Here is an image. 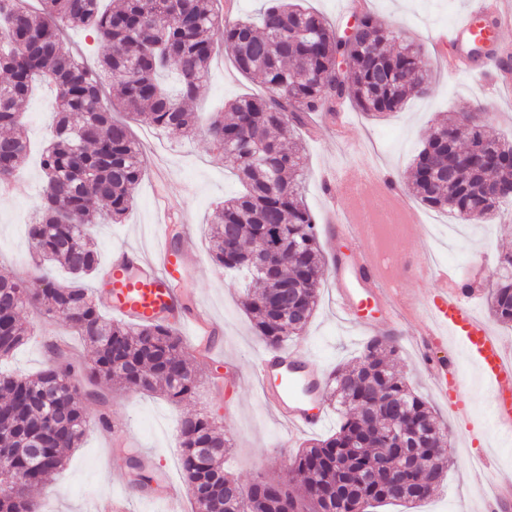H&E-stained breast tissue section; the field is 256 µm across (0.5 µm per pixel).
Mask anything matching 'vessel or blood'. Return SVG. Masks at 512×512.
Masks as SVG:
<instances>
[{
	"label": "vessel or blood",
	"instance_id": "b4317fda",
	"mask_svg": "<svg viewBox=\"0 0 512 512\" xmlns=\"http://www.w3.org/2000/svg\"><path fill=\"white\" fill-rule=\"evenodd\" d=\"M488 14L494 18L490 29L480 23ZM511 26L512 0H469L458 21L440 31L435 42L440 46L481 42L488 38L490 30ZM322 184L329 202L327 241L332 244L341 239L350 246L349 253L333 257L337 312L346 322L364 330L368 323L362 313L371 310L391 332L402 322L404 308L420 307L421 321L414 348L437 396L447 398L449 388L461 383L458 364L438 353L444 336L451 334L464 343L491 391L494 424L499 434L512 437V352L475 315L470 303L471 276L433 268L421 252L411 251L400 261L399 278H388L382 271L387 258L379 248L377 230L390 212L384 209L375 218H368L362 202L369 196L393 198L394 185L378 167L362 162L325 171ZM161 212L156 227L158 247L151 259H142L124 248L113 249L108 266L112 310L136 322L193 327L195 349L204 353L215 326L200 306L189 301L182 285L185 259L172 245L169 205H162ZM430 274L441 285L422 301L402 294L404 283ZM252 374L262 386L267 402L290 428L306 432L324 424L322 394L326 377L301 346L263 353L255 360ZM484 508L486 512H512V488L495 484L491 497L484 500Z\"/></svg>",
	"mask_w": 512,
	"mask_h": 512
}]
</instances>
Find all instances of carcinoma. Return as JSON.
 Instances as JSON below:
<instances>
[{"label": "carcinoma", "mask_w": 512, "mask_h": 512, "mask_svg": "<svg viewBox=\"0 0 512 512\" xmlns=\"http://www.w3.org/2000/svg\"><path fill=\"white\" fill-rule=\"evenodd\" d=\"M0 0V184L14 178L28 158L27 138L16 131L33 90L53 85L56 112L41 151L44 183L28 236L44 266L32 288L0 274V359L30 336L20 312L37 305L63 319L93 350L82 389V371L63 354L32 376L0 372V450L10 453L12 474L0 477V512H30V493L46 488L79 446L89 423L84 404L105 395L110 383L126 392H158L173 404L194 394L197 376L185 345L171 326L105 318L84 280L99 266L90 226L117 223L129 211L147 165L130 125L114 117L122 109L135 121L171 133L199 127L187 100L206 81L222 28L225 52L238 72L262 88L231 101L205 126L219 159L236 170L243 191L218 208L209 229L213 262L249 275L246 311L269 348L301 335L317 304L326 257L317 225L302 198V146L295 136L309 115L344 98L367 115L396 112L413 93L427 92L428 69L420 48L384 50L394 32L371 15L354 35L340 36L299 0H269L258 20L222 22L216 0ZM93 33L110 47L97 67L85 65L68 46L65 30ZM347 67L337 69V59ZM175 71L172 92L157 79ZM117 87L112 101L107 90ZM468 153L470 165L457 157ZM512 141L485 133L481 113L456 112L437 125L413 161L411 192L423 205L480 220L512 203ZM498 195H488V182ZM278 246L282 260L264 272L249 266L248 251ZM71 276L55 285L51 268ZM294 310L274 304L284 285ZM493 318L512 326V254L499 257L489 291ZM394 341L372 339L353 366L328 378L342 420L333 435L296 452L286 479L260 478L244 485L224 470L230 445L220 427L201 414L180 419L181 470L199 487L195 512H371L391 501L415 505L441 485L448 432L422 397L392 369ZM130 487L152 489L156 474L143 458L127 457ZM284 484L285 500L269 494Z\"/></svg>", "instance_id": "obj_1"}]
</instances>
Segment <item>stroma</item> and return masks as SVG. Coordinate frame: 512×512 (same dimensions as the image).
Returning a JSON list of instances; mask_svg holds the SVG:
<instances>
[{"label": "stroma", "mask_w": 512, "mask_h": 512, "mask_svg": "<svg viewBox=\"0 0 512 512\" xmlns=\"http://www.w3.org/2000/svg\"><path fill=\"white\" fill-rule=\"evenodd\" d=\"M466 0H368L367 10L393 29L404 43L421 46L430 69L427 94L413 97L397 112L373 118L353 103L343 109L352 125V141L343 144L333 136L327 120L318 123V134L302 128L304 145L303 199L316 224L325 220V196L317 179L322 168L364 156L384 170L396 183L404 201L413 196L407 185L413 157L428 135L447 113L464 106L483 112L486 131L491 136L512 140V88L502 89L495 101H487L492 85L487 72L454 74L439 59L429 35L452 25L461 15ZM259 88L235 69L223 46H216L209 76L191 107L200 116L222 111L233 98L258 93ZM54 110L48 88H40L30 99L22 115L21 133L32 145V152L19 172V181L29 185L28 194L0 197V272L27 279L37 278L36 265L26 234V224L36 209L43 173L39 151L46 142ZM131 130L145 150L147 171L135 192L132 209L118 224H95L91 238L100 253L101 264H108L117 246L135 248L144 253L153 249L152 227L157 220V195H164L172 207L186 217L183 232L189 252V272L185 286L191 298L202 303L219 329L214 338L215 356H192L198 383L191 400L182 406L168 402L158 394L113 392L107 404L87 406L90 426L79 448L73 449L64 469L49 488L34 492V512H94L97 499L104 495L125 497L129 512H163V505L149 501L146 495H132L130 473L125 462L126 449H134L152 464L158 476L183 484L180 449L177 439L179 419L188 413H204L222 427L232 445L226 459L231 474L248 484L259 476H285L295 447L286 442V431L270 409L252 377L251 367L266 346L255 332L243 304L245 283L232 271L217 267L211 260L208 228L214 207L240 188L235 176L216 157L203 131L191 135L159 132L144 124H132ZM421 213L427 225L424 238L413 230L393 244L395 255L410 248L437 254L441 261L467 269L478 262L484 275H492L498 256L512 252V204L502 206L490 219L471 224L451 214L430 208ZM331 282L323 280L313 317L298 336L323 372L353 362L371 337H383L359 331L339 320L331 303ZM31 330L28 342L8 363L9 368L34 373L43 368L52 345H59L69 359L80 366L90 365L92 352L63 320L44 322L36 309L22 312ZM418 330L416 320H407L396 337L397 371L408 386L431 406L448 429L453 463L442 486L428 500L408 507L398 502L383 505L379 512H458L461 501L479 506L491 482H512V441L502 440L493 426L490 392L478 380L474 367L464 364V381L456 392V403L465 405L468 420H461L455 403L434 397L429 377L411 343ZM107 415L110 429L98 424ZM120 427L127 435L125 444H117L111 433Z\"/></svg>", "instance_id": "35a3bbf8"}]
</instances>
